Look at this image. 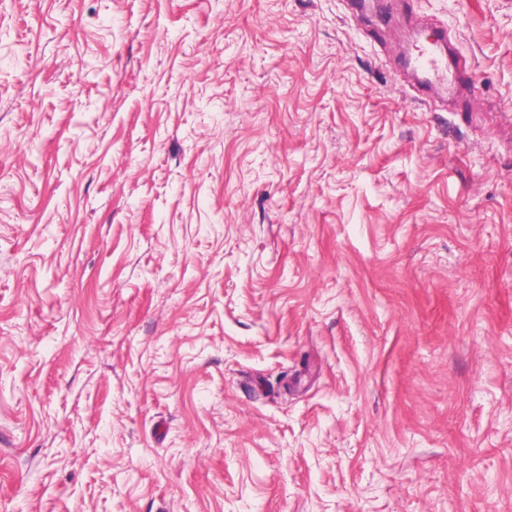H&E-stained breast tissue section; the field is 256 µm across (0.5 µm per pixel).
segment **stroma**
I'll return each instance as SVG.
<instances>
[{
    "mask_svg": "<svg viewBox=\"0 0 512 512\" xmlns=\"http://www.w3.org/2000/svg\"><path fill=\"white\" fill-rule=\"evenodd\" d=\"M387 12L0 0V512H512V0ZM413 65L419 78V94L436 87L453 89L458 81L460 64L447 31L435 29L431 38L416 46Z\"/></svg>",
    "mask_w": 512,
    "mask_h": 512,
    "instance_id": "35a3bbf8",
    "label": "stroma"
}]
</instances>
